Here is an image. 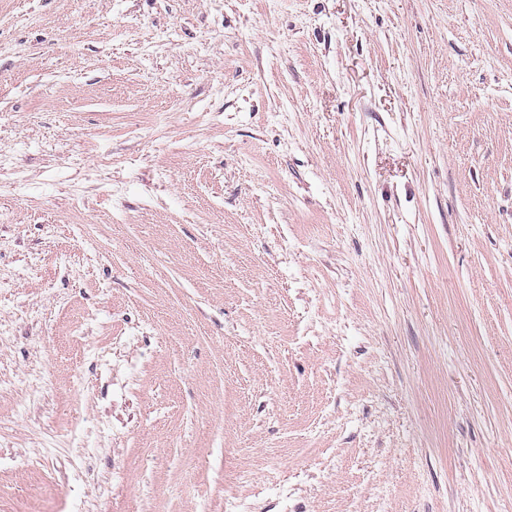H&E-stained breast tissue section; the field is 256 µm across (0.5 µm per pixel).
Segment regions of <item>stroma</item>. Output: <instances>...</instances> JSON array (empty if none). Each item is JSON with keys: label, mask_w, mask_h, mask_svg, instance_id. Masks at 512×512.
I'll return each mask as SVG.
<instances>
[{"label": "stroma", "mask_w": 512, "mask_h": 512, "mask_svg": "<svg viewBox=\"0 0 512 512\" xmlns=\"http://www.w3.org/2000/svg\"><path fill=\"white\" fill-rule=\"evenodd\" d=\"M0 512H512V0H0Z\"/></svg>", "instance_id": "35a3bbf8"}]
</instances>
